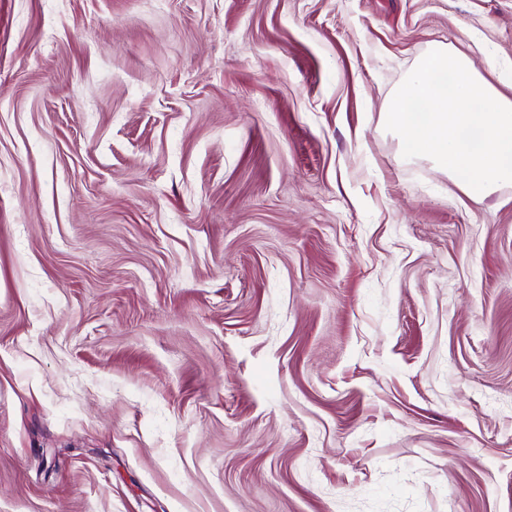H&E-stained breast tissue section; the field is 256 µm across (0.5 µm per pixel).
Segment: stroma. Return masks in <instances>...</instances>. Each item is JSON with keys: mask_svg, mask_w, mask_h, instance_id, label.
<instances>
[{"mask_svg": "<svg viewBox=\"0 0 512 512\" xmlns=\"http://www.w3.org/2000/svg\"><path fill=\"white\" fill-rule=\"evenodd\" d=\"M512 0H0V512H512V186L403 158Z\"/></svg>", "mask_w": 512, "mask_h": 512, "instance_id": "1", "label": "stroma"}]
</instances>
